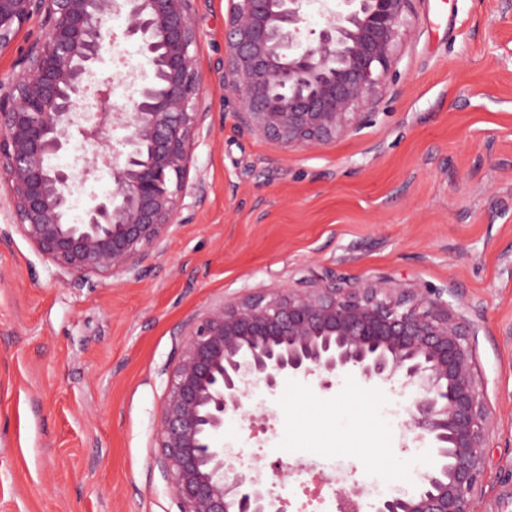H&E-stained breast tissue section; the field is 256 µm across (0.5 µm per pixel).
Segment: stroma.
<instances>
[{
  "instance_id": "35a3bbf8",
  "label": "stroma",
  "mask_w": 512,
  "mask_h": 512,
  "mask_svg": "<svg viewBox=\"0 0 512 512\" xmlns=\"http://www.w3.org/2000/svg\"><path fill=\"white\" fill-rule=\"evenodd\" d=\"M229 0H197L192 23L209 117L192 175L205 203L133 273L62 272L23 236L0 187V512H179L158 462V411L185 326L207 307L333 274L384 288H451L478 326L476 375L491 410L476 512L512 482V7L505 0H411L398 61L360 129L314 150L240 125L224 89ZM136 84L152 66L124 16L109 22ZM32 18L0 48V80L43 40ZM383 402L390 389L340 375L255 388L224 422L225 447L276 482L299 459L368 486L369 448L344 449L361 413L333 426L288 397ZM387 428L391 479L407 483L429 448Z\"/></svg>"
}]
</instances>
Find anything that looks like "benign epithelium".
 Instances as JSON below:
<instances>
[{
	"label": "benign epithelium",
	"mask_w": 512,
	"mask_h": 512,
	"mask_svg": "<svg viewBox=\"0 0 512 512\" xmlns=\"http://www.w3.org/2000/svg\"><path fill=\"white\" fill-rule=\"evenodd\" d=\"M196 0H0V47L32 17L31 45L11 82H0V181L24 237L62 271L112 277L137 269L188 222L206 198L189 183L209 116L191 47ZM224 88L244 126L288 148L314 149L359 129L396 60L410 0H230ZM323 19L300 39L304 7ZM125 14V34L153 67L131 108L111 102L112 77L98 65L116 40L107 27ZM120 130L117 140L112 132ZM92 156L51 166L73 148ZM108 170L111 189L90 192L70 220L73 190ZM193 202H185L186 197ZM331 275L299 287L267 288L193 319L159 409V462L180 512H283V500L224 455V421L250 420L243 399L288 377L328 389L345 373L414 390L405 421L436 459L409 490L373 512H474L492 426L475 374L476 325L444 299Z\"/></svg>",
	"instance_id": "obj_1"
}]
</instances>
